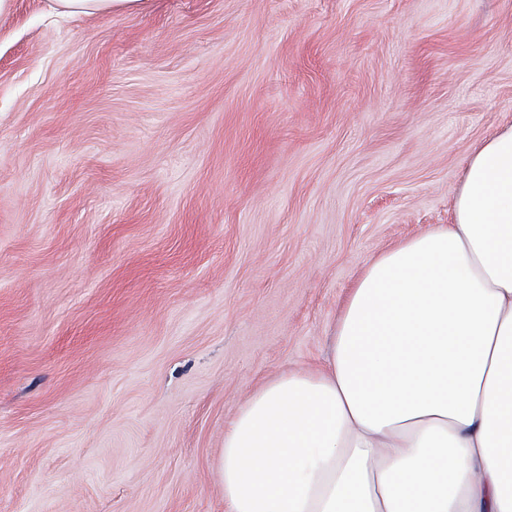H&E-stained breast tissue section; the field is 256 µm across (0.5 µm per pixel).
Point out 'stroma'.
<instances>
[{"mask_svg":"<svg viewBox=\"0 0 512 512\" xmlns=\"http://www.w3.org/2000/svg\"><path fill=\"white\" fill-rule=\"evenodd\" d=\"M512 124V0L0 16V512H226L249 393L324 363Z\"/></svg>","mask_w":512,"mask_h":512,"instance_id":"obj_1","label":"stroma"}]
</instances>
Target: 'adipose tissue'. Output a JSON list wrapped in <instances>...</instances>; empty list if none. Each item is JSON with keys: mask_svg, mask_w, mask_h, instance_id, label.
I'll use <instances>...</instances> for the list:
<instances>
[{"mask_svg": "<svg viewBox=\"0 0 512 512\" xmlns=\"http://www.w3.org/2000/svg\"><path fill=\"white\" fill-rule=\"evenodd\" d=\"M218 475L227 512H512V124L471 154L451 223L366 267L326 365L249 395Z\"/></svg>", "mask_w": 512, "mask_h": 512, "instance_id": "ef3b65f1", "label": "adipose tissue"}]
</instances>
